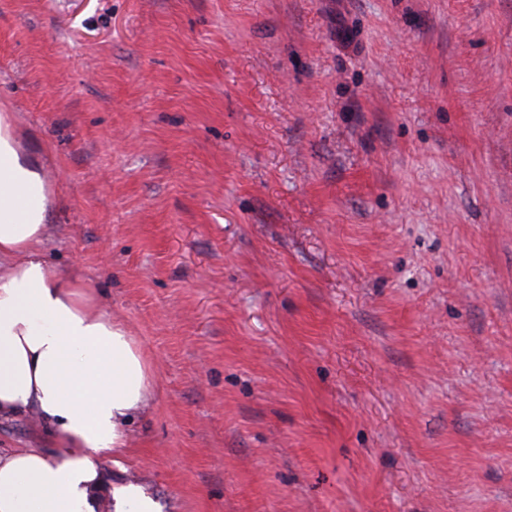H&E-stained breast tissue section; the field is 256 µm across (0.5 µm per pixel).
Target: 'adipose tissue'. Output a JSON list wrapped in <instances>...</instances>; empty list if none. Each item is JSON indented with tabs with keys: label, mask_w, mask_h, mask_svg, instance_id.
<instances>
[{
	"label": "adipose tissue",
	"mask_w": 512,
	"mask_h": 512,
	"mask_svg": "<svg viewBox=\"0 0 512 512\" xmlns=\"http://www.w3.org/2000/svg\"><path fill=\"white\" fill-rule=\"evenodd\" d=\"M0 113V417L34 416L52 449H0V512H163L144 483L104 463L147 413L152 366L81 277L49 263V186Z\"/></svg>",
	"instance_id": "adipose-tissue-1"
}]
</instances>
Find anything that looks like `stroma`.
Returning a JSON list of instances; mask_svg holds the SVG:
<instances>
[{
    "mask_svg": "<svg viewBox=\"0 0 512 512\" xmlns=\"http://www.w3.org/2000/svg\"><path fill=\"white\" fill-rule=\"evenodd\" d=\"M1 112L41 253L156 369L106 472L164 512H512V0H0Z\"/></svg>",
    "mask_w": 512,
    "mask_h": 512,
    "instance_id": "1",
    "label": "stroma"
}]
</instances>
